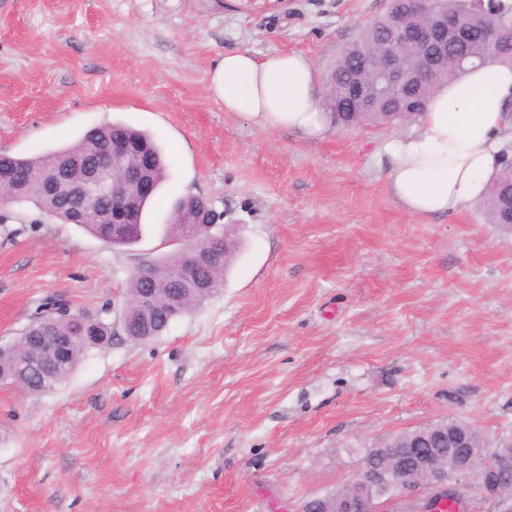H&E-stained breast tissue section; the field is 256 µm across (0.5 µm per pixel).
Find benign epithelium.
<instances>
[{"instance_id":"benign-epithelium-1","label":"benign epithelium","mask_w":512,"mask_h":512,"mask_svg":"<svg viewBox=\"0 0 512 512\" xmlns=\"http://www.w3.org/2000/svg\"><path fill=\"white\" fill-rule=\"evenodd\" d=\"M403 2L417 23L382 40L379 64H360L362 68H374V74L369 84L352 85L346 92V99L358 111L366 109L371 99L385 94L392 85L430 84L437 77L442 53L448 48V36H460L455 18L430 14L428 0ZM406 43L419 45L421 54L414 58L403 57L401 49ZM412 113L413 109L397 101L388 108L385 122H406ZM100 152V158L93 163L51 166L44 186L48 193L79 205L75 212L77 221L85 217L87 203L101 198L112 199L106 233L117 241L129 233L131 225L141 223L137 203L125 196L124 187L133 185L138 200L151 197L155 192L154 160L122 137L102 143ZM219 235L221 231L215 224H196L191 231L179 236L183 249L196 256L194 263L179 264V281L193 283L201 293L213 294L219 290L220 285L201 275V266L217 259L215 241ZM137 272L145 283L137 301L139 315L135 320L124 318L121 322L124 335L132 340L149 335L152 321L164 307L184 306L183 295L178 289L168 290L166 298H161L146 265L138 266ZM69 321L71 331L68 333L59 332L49 322L44 325L41 335L27 337V350L16 357L9 372H0V377L12 380V384L26 393H43L53 387L58 374L70 367L75 342L106 346L112 341L108 336L97 335L93 317L84 312H70ZM31 372L38 374V383L28 378ZM472 433L474 428L467 424L408 433L406 447L418 449L414 467L365 463L346 483L342 493L322 498V512H327L326 505L331 502L335 503L336 512H377V503L370 493L378 487H390L397 495L422 489L426 497L416 506L415 512H433L430 504L436 498L448 494L456 496L473 480L479 482L487 497L503 507L502 512H512L509 499L500 495V487L512 481V450L507 448L486 455L473 452L469 450Z\"/></svg>"}]
</instances>
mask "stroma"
<instances>
[{"instance_id":"1","label":"stroma","mask_w":512,"mask_h":512,"mask_svg":"<svg viewBox=\"0 0 512 512\" xmlns=\"http://www.w3.org/2000/svg\"><path fill=\"white\" fill-rule=\"evenodd\" d=\"M385 0H0V153L121 121L170 161L118 249L0 209V344L49 294L124 308L209 199L240 243L222 288L161 335L114 329L55 389L0 382V512H301L365 451L461 420L512 442V227L482 204L412 215L388 189L404 124L267 130L207 91L224 52H299L318 80Z\"/></svg>"}]
</instances>
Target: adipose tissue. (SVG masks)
<instances>
[{
	"label": "adipose tissue",
	"mask_w": 512,
	"mask_h": 512,
	"mask_svg": "<svg viewBox=\"0 0 512 512\" xmlns=\"http://www.w3.org/2000/svg\"><path fill=\"white\" fill-rule=\"evenodd\" d=\"M310 59L300 53L224 54L209 73L210 96L225 111L268 129L321 133L330 121L316 94ZM512 66L491 63L443 84L416 133L391 140L392 195L409 213H454L484 198L502 167V135L512 129Z\"/></svg>",
	"instance_id": "1"
}]
</instances>
